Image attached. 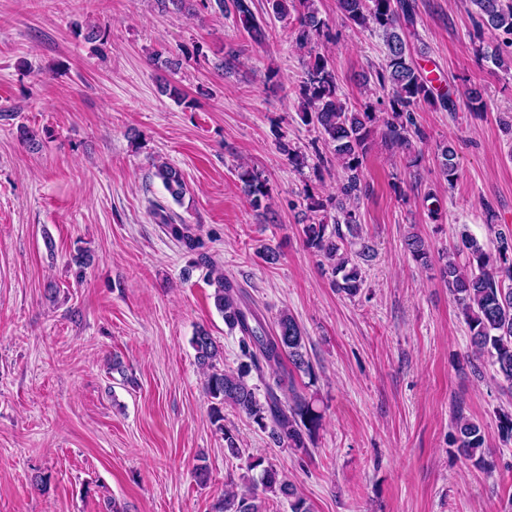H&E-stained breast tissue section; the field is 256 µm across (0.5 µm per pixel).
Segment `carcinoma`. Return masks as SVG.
Here are the masks:
<instances>
[{"instance_id":"1","label":"carcinoma","mask_w":512,"mask_h":512,"mask_svg":"<svg viewBox=\"0 0 512 512\" xmlns=\"http://www.w3.org/2000/svg\"><path fill=\"white\" fill-rule=\"evenodd\" d=\"M337 4L343 22L354 28H370L383 38L385 62L374 73L377 84L390 93L388 107L382 112L370 103L363 110L354 111L339 97L336 72L328 57L316 50L317 42L331 34L329 24L319 17L315 0H269L278 17L296 14L294 40L306 51V73L299 90L300 117L318 130L330 156L317 149L311 157L281 139L279 151L297 170L309 166L312 159L319 171L333 163L341 169L336 194L324 197L318 192L305 193L309 223L302 227L304 241L320 257V264L331 269L333 287L354 296L363 285L358 261L369 258L374 251L361 235L358 203L368 192L363 163L375 129L383 126L386 139L409 151L413 142L426 138L415 117L417 107L426 103L454 112L456 104L449 92L434 94L432 80L413 57L409 40L415 22L412 0H337ZM470 4L474 7L471 18L475 28L495 31L501 37V43L487 59L501 68L512 67V0H470ZM232 8L236 22L249 38L263 44L266 30L251 0H232ZM456 158L452 144L440 148V170L450 186L457 180ZM152 167L153 175L172 198H183L186 183L182 172L167 161L154 162ZM239 180L252 209L269 212L271 193L263 172L241 165ZM329 207L336 210L331 225L327 224L326 216H318ZM153 215L186 252L199 254L201 262L207 264L215 285V308L228 329L239 333V349L246 361L235 371L219 368L224 351L206 328H198L191 339L198 366L205 375V392L213 402L211 421L224 439V453L236 459L242 455L238 435L224 425L226 407L252 419L268 432L274 443L293 450H308L315 444L322 414L312 399L296 389L294 382L297 372L310 377L314 374L301 326L294 316L282 311L274 327L267 329L259 311L245 303L239 285L200 253L204 244L199 236L188 225L172 222L161 208L155 209ZM405 246L415 261L424 266L430 263L429 248L421 236L410 235ZM441 275L469 328L472 352L479 358L488 356L497 374L512 385V236L498 234L491 249L470 235L461 234L454 251L446 254ZM253 371L269 378L262 399L256 387L249 384L248 377ZM454 427L457 451L473 466L488 468L484 427L462 414L455 416ZM259 466V460L249 463L248 474L242 480L260 485L261 492L247 496L227 489L216 512H263V496L268 493L288 500L290 512H310L305 500L297 496L294 485L277 469L266 467L257 478L249 475Z\"/></svg>"}]
</instances>
